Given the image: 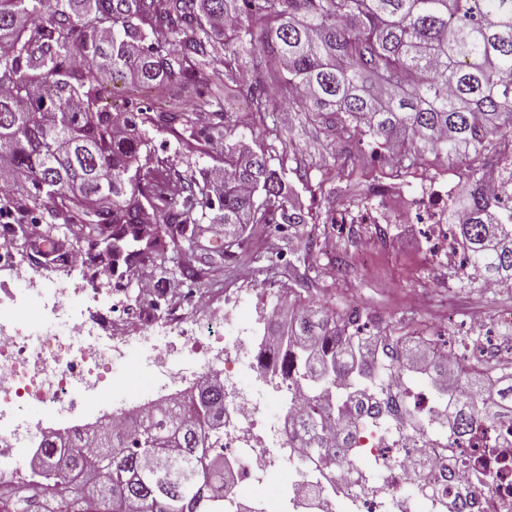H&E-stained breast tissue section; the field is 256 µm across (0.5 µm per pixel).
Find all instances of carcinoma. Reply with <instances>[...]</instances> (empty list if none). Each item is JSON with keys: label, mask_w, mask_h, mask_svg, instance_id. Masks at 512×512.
Segmentation results:
<instances>
[{"label": "carcinoma", "mask_w": 512, "mask_h": 512, "mask_svg": "<svg viewBox=\"0 0 512 512\" xmlns=\"http://www.w3.org/2000/svg\"><path fill=\"white\" fill-rule=\"evenodd\" d=\"M247 12L262 23L254 36ZM165 29L167 42L153 38ZM190 32L183 38L181 34ZM0 158L19 208L48 213L47 238L65 234L112 262L194 264L204 223H307L267 149L245 150L209 111L226 89L263 121L298 97L346 142L363 136L415 163L432 155L465 166L471 188L453 199L452 240L472 273L462 287L512 284V207L487 196L488 156L512 132V0H0ZM194 79L207 93L191 109L155 112L127 99L103 104L117 81L139 88ZM132 132L113 133L116 120ZM142 127L178 131L186 152L221 148L223 182L208 169L184 177L166 157L142 163ZM288 289L301 309L263 335L280 377L302 392L294 421L303 452L329 468L345 458L327 437L336 417L383 395V380L423 356L421 371L449 412L447 433H491L512 420V362L498 376L470 374L417 323L367 332L378 321L308 303L307 274ZM20 490L0 483V512H225L224 384L204 379L170 410L138 412L47 436Z\"/></svg>", "instance_id": "carcinoma-1"}]
</instances>
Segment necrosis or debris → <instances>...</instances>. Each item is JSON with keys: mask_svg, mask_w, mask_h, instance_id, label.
<instances>
[{"mask_svg": "<svg viewBox=\"0 0 512 512\" xmlns=\"http://www.w3.org/2000/svg\"><path fill=\"white\" fill-rule=\"evenodd\" d=\"M451 181L428 175L419 185L423 223L432 239L448 233ZM25 306L0 301V480L23 486V460L40 446L41 420L28 419L24 406L49 410L62 426L75 415L127 416L122 405L131 395L129 366L149 376L154 391L146 408L171 404L197 381L212 374L224 379V457L236 487L258 483L270 470L287 467L293 512H512V423L494 434L482 429L449 440L433 432L423 438L405 431L400 420L372 427L349 421V443L358 450L354 464L327 469L303 461L285 417L267 410L268 395L254 389L251 372L260 369L261 337L243 308L240 292L224 295V308L200 303V321L174 312L149 320L141 336L120 345L106 335L112 302L98 288L67 293L55 282L25 289ZM435 479L434 495L412 497L418 481L416 461ZM372 469L370 490L354 487L358 473ZM224 500L226 512H264L261 502L237 490Z\"/></svg>", "mask_w": 512, "mask_h": 512, "instance_id": "obj_1", "label": "necrosis or debris"}]
</instances>
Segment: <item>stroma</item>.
I'll list each match as a JSON object with an SVG mask.
<instances>
[{
    "label": "stroma",
    "instance_id": "35a3bbf8",
    "mask_svg": "<svg viewBox=\"0 0 512 512\" xmlns=\"http://www.w3.org/2000/svg\"><path fill=\"white\" fill-rule=\"evenodd\" d=\"M203 89L189 81L178 85L144 87L135 97L140 106L166 109L169 97L195 105ZM222 107L236 137L251 146L276 144L285 147V177L293 190L292 201L309 217V226L319 241L309 252L312 294L327 301L336 311L359 306L389 328L399 329L415 322L427 323L443 341L455 343L462 336H483L512 316V288L489 294L479 288L459 287L448 276V263L433 260L425 240L426 225L416 219L417 178L432 171L431 163L391 166L356 163L352 153H370V140L344 146L333 132L310 120L308 113H293L292 125L269 130L259 125L248 103L227 93ZM148 156L169 157L184 175H200L220 164L219 154L183 153L176 132L149 129ZM371 202L388 223L389 234L380 237L374 225L348 223L349 214ZM245 247L254 255L271 256L274 265L266 277H258L252 263H233L209 268V283H196L174 272L170 265L155 264L147 270H127L128 287L154 281L152 294L141 296L138 306L151 310L155 304L172 303L186 315H194L189 294L199 291L212 300L223 301L228 288H245L258 304H275L278 291L287 288L288 265L303 251L305 238H289L273 230L259 232L247 225ZM343 250L348 272L338 271L331 257Z\"/></svg>",
    "mask_w": 512,
    "mask_h": 512
}]
</instances>
